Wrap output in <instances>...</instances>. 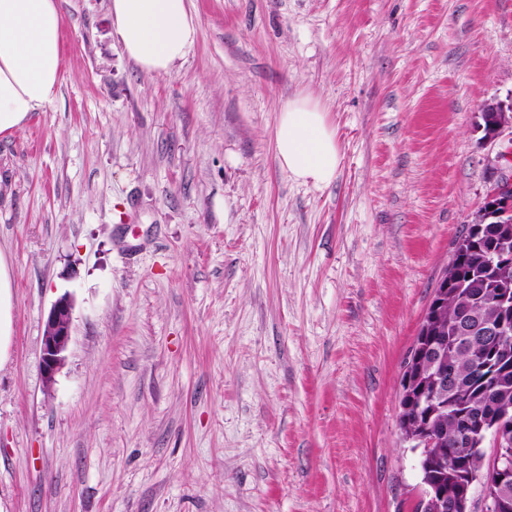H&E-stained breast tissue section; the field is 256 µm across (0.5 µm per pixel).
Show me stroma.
<instances>
[{
  "instance_id": "35a3bbf8",
  "label": "stroma",
  "mask_w": 512,
  "mask_h": 512,
  "mask_svg": "<svg viewBox=\"0 0 512 512\" xmlns=\"http://www.w3.org/2000/svg\"><path fill=\"white\" fill-rule=\"evenodd\" d=\"M107 6L61 0L55 106L0 137V512H414L400 381L507 144L480 113L512 100V0H190L157 78ZM299 93L326 187L275 156ZM274 148L279 166L294 180L326 187L336 179L341 162L336 132L308 97L298 96L281 110ZM13 334V288L8 260L0 251V367L10 358ZM72 300L68 295L58 298L51 307L43 336L42 366L46 382H52L63 361L71 336Z\"/></svg>"
}]
</instances>
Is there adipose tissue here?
<instances>
[{"instance_id":"ef3b65f1","label":"adipose tissue","mask_w":512,"mask_h":512,"mask_svg":"<svg viewBox=\"0 0 512 512\" xmlns=\"http://www.w3.org/2000/svg\"><path fill=\"white\" fill-rule=\"evenodd\" d=\"M112 36L138 69L171 75L193 51L198 19L189 0H108ZM61 0H0V136L21 129L32 113L51 110L62 69ZM276 159L294 180L317 187L336 178L341 157L324 110L299 96L280 112ZM13 334L11 270L0 252V365Z\"/></svg>"}]
</instances>
